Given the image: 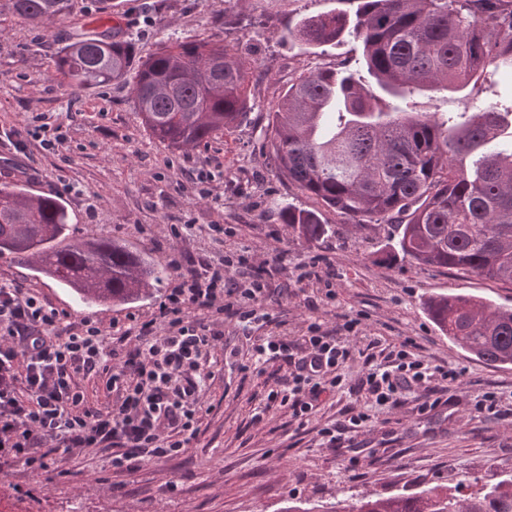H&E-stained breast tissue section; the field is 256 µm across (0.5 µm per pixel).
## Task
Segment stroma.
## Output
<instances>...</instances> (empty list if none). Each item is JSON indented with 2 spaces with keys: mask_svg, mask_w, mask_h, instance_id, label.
<instances>
[{
  "mask_svg": "<svg viewBox=\"0 0 512 512\" xmlns=\"http://www.w3.org/2000/svg\"><path fill=\"white\" fill-rule=\"evenodd\" d=\"M356 7L357 0H112V18L131 41L135 60L164 43L212 39L236 47L250 67V109L238 126L171 150L143 127L128 86L78 90L61 83L55 59L69 21L34 27L13 14L9 0H0V126L24 131L61 122L67 135L49 151L28 139L25 153L0 164V184L20 179L31 194L59 197L74 237H110L161 264L175 248L188 266L215 248L201 234L173 240L168 225H223V250L248 251L256 274L266 279L263 309L271 317L245 330L225 316L224 348L210 360L206 409L186 453L118 471L108 453L87 451L62 459L60 476L50 481L18 463L1 465L0 492L16 499L21 512H280L292 498L327 505L436 485L464 496L512 469V417L473 415L482 392L512 397V364L475 359L451 343L425 309L426 299L440 293L512 306V284L402 258L378 260L389 225L356 228L280 176L269 159L267 113L288 86L303 71L360 54L352 39L310 48L289 38V29L310 15ZM203 171L211 176L204 186L196 179ZM203 188L208 197L200 196ZM89 195L99 203L92 215L84 207ZM288 205L318 212L328 235L314 243L299 237L278 218ZM303 264L313 265L316 277L298 280ZM1 277L72 319L105 324L149 316L165 291L160 284L132 303L88 305L7 255L0 256ZM348 317L361 324L343 369L347 381L361 375L371 340L388 349L410 338L422 359L460 372L452 407L422 413L410 400L392 411L372 409L366 427L345 434L332 449L318 429L363 408L360 395L327 397L302 426L287 407L268 404L278 366L266 364L261 376L249 371L250 337L301 336L315 321L332 330ZM355 451L363 460L356 470L349 465Z\"/></svg>",
  "mask_w": 512,
  "mask_h": 512,
  "instance_id": "35a3bbf8",
  "label": "stroma"
}]
</instances>
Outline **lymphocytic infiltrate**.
Listing matches in <instances>:
<instances>
[{
    "instance_id": "lymphocytic-infiltrate-1",
    "label": "lymphocytic infiltrate",
    "mask_w": 512,
    "mask_h": 512,
    "mask_svg": "<svg viewBox=\"0 0 512 512\" xmlns=\"http://www.w3.org/2000/svg\"><path fill=\"white\" fill-rule=\"evenodd\" d=\"M176 278L146 320L108 326L84 318L69 321L39 295L0 280V460L22 464L43 476L60 457L96 448L112 454V466L185 453L195 440L212 355L224 345L222 319L243 326L262 320L267 291L260 277L229 287L231 272L248 267V256H204L184 270L180 252H170ZM347 320L342 333L310 323L307 335L264 336L253 345L256 374L279 362L284 374L268 403L288 407L303 422L324 395L341 390L365 395L394 409L415 398L421 411L448 404L459 372L425 362L413 339L383 361L366 357L365 371L346 384L342 369L353 351ZM96 378L105 394L94 405L84 381Z\"/></svg>"
}]
</instances>
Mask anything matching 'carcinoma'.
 <instances>
[{
  "mask_svg": "<svg viewBox=\"0 0 512 512\" xmlns=\"http://www.w3.org/2000/svg\"><path fill=\"white\" fill-rule=\"evenodd\" d=\"M25 22L71 14V0H10ZM290 35L312 46L347 37L354 65L309 70L267 115L270 158L289 181L359 229L389 224L394 243L382 260L455 269L512 283V101L479 97L490 75L512 73V0H359L354 15L303 19ZM224 58V72L208 70ZM132 43L107 22L75 33L56 72L82 89L124 83L150 135L169 148L196 146L234 127L249 108L248 71L222 43H163L132 67ZM366 68L373 84L366 83ZM165 85L174 94L161 92ZM466 93L464 111L419 109ZM283 223L307 242L329 225L288 207ZM72 289L83 302L130 303L150 293L167 267L107 237L76 240L55 197L15 182L0 186V255ZM426 310L448 340L487 364H512V308L455 293ZM324 512H512V472L460 498L436 487Z\"/></svg>",
  "mask_w": 512,
  "mask_h": 512,
  "instance_id": "obj_1",
  "label": "carcinoma"
}]
</instances>
